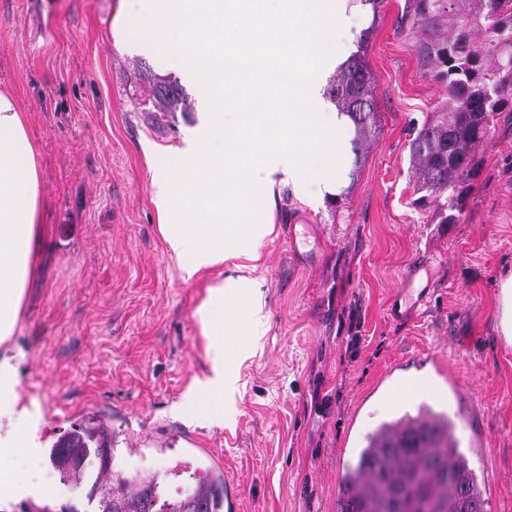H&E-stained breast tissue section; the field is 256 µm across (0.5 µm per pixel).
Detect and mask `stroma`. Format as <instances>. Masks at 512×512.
Listing matches in <instances>:
<instances>
[{
    "mask_svg": "<svg viewBox=\"0 0 512 512\" xmlns=\"http://www.w3.org/2000/svg\"><path fill=\"white\" fill-rule=\"evenodd\" d=\"M117 7L48 0L39 13L32 0H0V92L26 116L46 203L41 272L8 343L24 356L20 393L42 439L100 420L114 469L165 474L167 499L207 463L223 468L238 512H337L344 465L429 349L434 408L457 413L489 512H512V346L496 331L512 272V112L476 151L460 222L440 223L415 204L408 142L448 90L419 64V35L400 24L405 0L356 21L345 36L374 74L376 126L337 196L313 208L290 187L276 192L274 231L244 270L262 283L267 323L239 368L232 423L209 427L177 409L206 373L194 312L216 274L182 280L151 202L154 175L175 167L198 121V92L183 83L187 111H165L156 81L178 76L115 42ZM345 36L327 34L322 50ZM395 297L400 320L387 311ZM0 467L57 487L12 512H97L89 485L61 483L48 459L20 451Z\"/></svg>",
    "mask_w": 512,
    "mask_h": 512,
    "instance_id": "1",
    "label": "stroma"
}]
</instances>
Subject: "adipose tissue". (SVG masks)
Returning a JSON list of instances; mask_svg holds the SVG:
<instances>
[{
    "label": "adipose tissue",
    "mask_w": 512,
    "mask_h": 512,
    "mask_svg": "<svg viewBox=\"0 0 512 512\" xmlns=\"http://www.w3.org/2000/svg\"><path fill=\"white\" fill-rule=\"evenodd\" d=\"M120 0L117 27L138 19L147 35L136 44L194 82L201 112L177 151L175 170L157 174L152 201L160 229L184 280L206 269L244 258L255 261L273 230L274 190L287 185L310 202L339 192L351 167L350 118L334 113L321 122L329 75L347 58L343 41L331 54L320 41L326 27L346 30L364 12L362 0ZM233 19L227 27L225 19ZM288 98L292 123L282 126L271 106ZM236 111L234 123L225 108ZM328 160L319 191L304 176L309 154ZM44 201L36 152L15 101L0 93V344L13 336L29 283L40 268ZM261 284L248 276L210 283L195 311L207 338L209 372L196 379L186 409L212 426L224 423V402L236 377V361L247 353L264 324ZM21 357L0 353V460L25 450L40 456L39 422L22 405Z\"/></svg>",
    "instance_id": "ef3b65f1"
}]
</instances>
